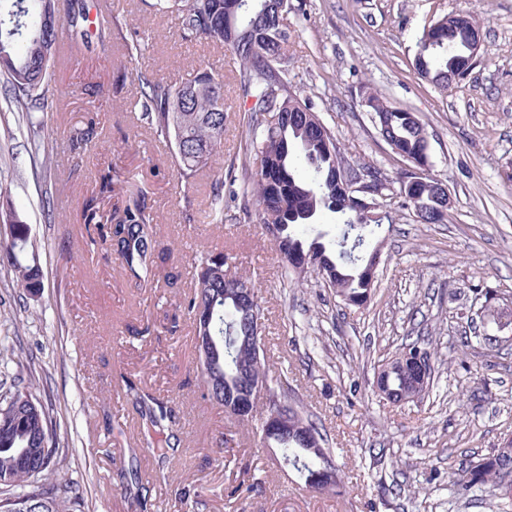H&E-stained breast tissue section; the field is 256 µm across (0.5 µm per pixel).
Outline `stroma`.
Instances as JSON below:
<instances>
[{
  "label": "stroma",
  "mask_w": 512,
  "mask_h": 512,
  "mask_svg": "<svg viewBox=\"0 0 512 512\" xmlns=\"http://www.w3.org/2000/svg\"><path fill=\"white\" fill-rule=\"evenodd\" d=\"M288 50L280 67L291 92L317 113L345 162L388 181L392 223L380 235L381 257L368 303L347 306L316 276L287 273L257 222L240 220L241 201L225 197L222 225L186 224L169 150L136 127L133 84L88 104L81 89L91 66L76 54L50 86L42 136L50 170L34 157L0 81V174L35 242L43 287L19 290L0 259V389L18 384L19 365L38 380L68 458L59 477L79 485L73 512H496L489 494L451 493L463 464L512 437V324L496 329L498 348L456 353L464 321L512 314V0H291ZM112 12L135 19L144 44L136 66L172 83L212 68L224 75V163L240 164L247 114L236 79L239 62L224 47L183 41L174 18L146 11L143 0H112ZM470 12L483 27L481 57L448 91L420 79L413 59L423 28ZM417 113L429 138L430 173L448 186L443 224L417 221L399 195L408 163L392 152L362 103L365 91ZM94 126L111 151L74 155L73 129ZM137 172L158 168L151 203L160 237L184 271L201 254L224 250L233 272L260 290L273 371L288 373L289 394L319 418L332 439L342 495L302 487L277 466L251 425L203 398L192 321L179 288H138L117 263L85 251L78 214L105 162ZM178 311L175 333L165 313ZM150 326L136 336L130 326ZM424 336L433 385L424 398L393 407L372 386L378 362L407 337ZM168 401L167 431L180 444L166 461L139 442L142 421L124 399L126 381ZM479 394L460 403L462 391ZM230 438L237 467L256 483L238 490L216 443ZM155 473L134 480L133 469ZM399 496L384 493L391 483Z\"/></svg>",
  "instance_id": "35a3bbf8"
}]
</instances>
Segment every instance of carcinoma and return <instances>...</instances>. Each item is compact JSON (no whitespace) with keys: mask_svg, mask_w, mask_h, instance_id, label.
I'll list each match as a JSON object with an SVG mask.
<instances>
[{"mask_svg":"<svg viewBox=\"0 0 512 512\" xmlns=\"http://www.w3.org/2000/svg\"><path fill=\"white\" fill-rule=\"evenodd\" d=\"M0 17V77L9 88L10 109L21 114L31 137L39 136L42 122L35 113L47 108V92L61 64L60 34L67 33L75 51L93 52V44L108 39L123 42L127 57L142 54V44L129 31V23L109 16L92 24L88 0H9ZM156 15H173L186 39L203 37L227 46L240 62L239 83L244 96L252 100L247 125L245 161L267 166L270 181L251 173L246 192L255 197L259 223L282 261L297 276L315 273L345 304H367L366 272L371 257L365 256L370 239L379 235L381 224L359 222L353 200L345 195L336 179V167L343 163L329 129L310 106L288 91V78L273 68L285 55L288 30L285 25L262 15L261 0L232 8L230 0H149ZM418 54L430 82L448 88L463 59L468 55L466 29L437 20L423 31ZM133 83L138 96L137 121L153 135L170 144L178 182L183 186L181 214L186 224L224 223V75L203 70L179 85L135 69ZM379 135L396 154L414 160L429 156L424 124L413 112L387 104L370 93ZM93 128L70 135L72 153L81 154L93 141ZM206 170L217 172L210 183L206 203L192 192L197 176ZM151 185L131 183L112 165L101 170L92 195L80 213L92 245L106 246L119 260L128 281L138 287L160 283L176 288L183 274L174 264V251L161 242L156 216L149 204ZM404 203L423 224H440L427 187L403 196ZM336 216V235L319 229L324 214ZM0 224L11 231L10 256L16 285L34 296L41 288L40 271L24 265L18 254L26 251L28 226L21 223L11 206L8 188L0 184ZM228 254L210 252L201 258L193 276L194 289L184 294V308L193 316V332L210 337L206 352H198L203 396L224 405L221 395L234 393L247 378L265 383L269 396L265 414L244 419L260 421L259 434L266 447L281 449L283 462L291 466L304 486L320 492H340L337 472L326 474L331 448L322 423L298 405L288 403L282 375L270 374L266 359L264 329L238 301L235 286L251 282L228 269ZM421 337L409 338L398 356H431ZM387 363L378 365L375 385L381 399L398 405L410 396L420 399L429 389L433 367L422 374L406 365L388 376ZM34 384L15 387L0 394V486L12 496L0 502V512H70L76 499L73 485L47 487L43 480L66 460V449L53 435L52 419L33 392ZM127 402L146 421L142 444L158 457H165L171 441L159 438V428L172 418V410L152 393L130 384ZM284 405L292 430L286 434L266 429L267 414ZM512 440L491 454L460 470L453 484L469 491L492 490L499 512H512Z\"/></svg>","mask_w":512,"mask_h":512,"instance_id":"carcinoma-1","label":"carcinoma"}]
</instances>
